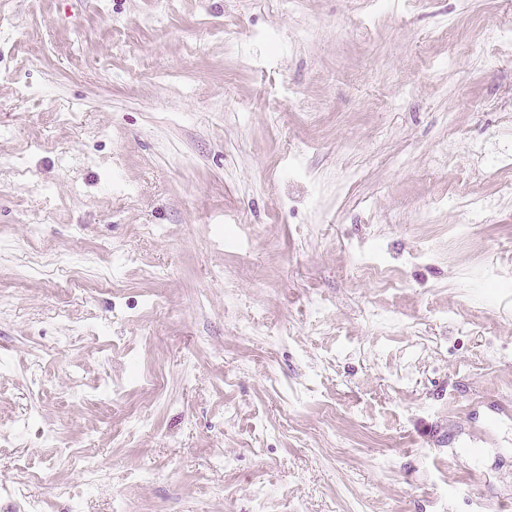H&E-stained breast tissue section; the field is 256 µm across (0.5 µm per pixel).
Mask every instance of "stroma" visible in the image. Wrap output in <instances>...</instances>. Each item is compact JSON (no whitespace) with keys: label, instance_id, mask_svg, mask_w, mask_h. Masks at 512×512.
<instances>
[{"label":"stroma","instance_id":"35a3bbf8","mask_svg":"<svg viewBox=\"0 0 512 512\" xmlns=\"http://www.w3.org/2000/svg\"><path fill=\"white\" fill-rule=\"evenodd\" d=\"M490 20L512 0H0V488L24 456L45 512H512ZM457 199L461 207L471 211H476L486 216L496 213L500 207V201L488 195L474 194L467 186L456 190ZM58 456L90 476H94L98 472V460L89 449L76 454L70 448H60Z\"/></svg>","mask_w":512,"mask_h":512}]
</instances>
